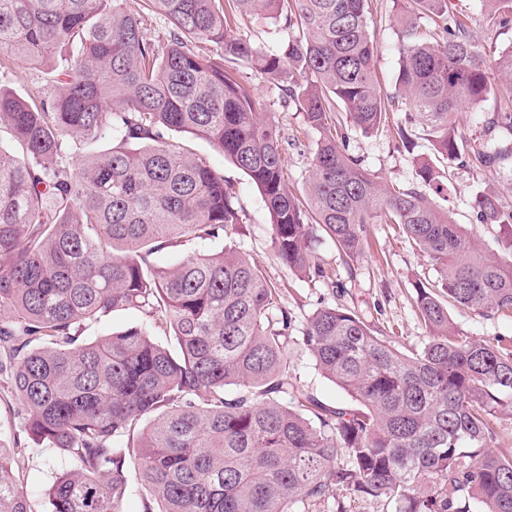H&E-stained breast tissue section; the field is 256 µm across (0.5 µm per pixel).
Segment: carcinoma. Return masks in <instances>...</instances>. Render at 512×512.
<instances>
[{
  "label": "carcinoma",
  "instance_id": "obj_1",
  "mask_svg": "<svg viewBox=\"0 0 512 512\" xmlns=\"http://www.w3.org/2000/svg\"><path fill=\"white\" fill-rule=\"evenodd\" d=\"M126 2L0 0V73L24 59L41 87L26 99L0 85L12 142L0 145V309L11 312L0 374L28 440L71 461L48 489L52 512H117L131 471L143 512H309L343 490L395 512H512V448L497 429L512 407V345L467 340L448 318L450 303L512 317V259L488 254L437 204L448 185L436 166L418 161L415 185H385L334 118L347 113L368 137L403 112L453 161L458 114L512 93V46L473 40L448 0H393L401 44L388 94L369 0H150L170 24L162 52ZM476 2L503 23L512 15V0ZM259 10L290 30L276 52L234 32ZM423 20L442 27V45L420 35ZM254 66L286 84L284 105L317 135L303 199L285 181L280 130L239 78ZM494 125L501 135L477 160L512 177V113ZM168 131L209 141L252 180L293 272L326 276L312 255L318 229L355 257L366 225H398L437 273L416 285L428 343L406 354L338 306L289 335L262 272L236 247L209 248L240 223L224 177ZM471 208L479 224H512L493 194L477 192ZM175 239L202 248L153 267ZM118 312L151 324L80 339L85 323ZM153 324L175 348L153 339ZM292 342L351 403L324 406L288 380ZM0 512H32L1 446Z\"/></svg>",
  "mask_w": 512,
  "mask_h": 512
}]
</instances>
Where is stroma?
Wrapping results in <instances>:
<instances>
[{"mask_svg": "<svg viewBox=\"0 0 512 512\" xmlns=\"http://www.w3.org/2000/svg\"><path fill=\"white\" fill-rule=\"evenodd\" d=\"M450 11L467 18L471 36L484 45L504 47L512 44V24L502 26L479 11L475 0H448ZM371 30L378 46L375 59L377 78L385 91H393L397 69L399 33L394 22L392 0H372ZM265 51H275L287 39L283 22L262 15L243 18L237 30ZM243 81L252 90L264 112L279 126L288 164L285 178L290 189L301 190L307 176L316 134L308 130L302 113L282 109L280 87L262 71L247 68ZM511 111L512 101L488 100L460 114V127L468 145L464 162H447L438 155L432 136L419 124H406L414 143L412 150L397 149L394 134L383 131L371 137L352 134L350 151L359 156L366 168L381 180L399 186L415 181V157L432 161L448 169L451 182L447 209L455 223L463 225L484 247L502 257L512 256V224L475 223L470 209L472 196L495 188L504 203L512 205V181H503L481 167L475 154L489 137L488 129L499 113ZM170 140L187 145L235 193L239 224L230 226L224 236L247 253L276 288L281 305L288 310L296 328H303L308 318L324 306H344L357 312L372 325L377 334L398 337L403 351H417L428 342V333L415 304L414 285L429 283L437 274L431 262L412 240L391 224L366 227L368 245L363 254L351 259L341 253L327 236H319L313 256L317 265L339 280V287L320 278L301 277L288 270L271 246V226L262 196L251 179L227 160L210 143L188 133L169 132ZM448 314L464 337L496 341L512 339V318L491 312H472L449 308ZM288 377L298 382L308 394L327 405L346 401V394L315 368L308 352L300 346L288 348ZM21 429V415L14 401L0 395V441L14 449L22 465L18 476L28 495L33 512H51L47 491L55 476L70 466L69 460L53 448L18 447L14 438Z\"/></svg>", "mask_w": 512, "mask_h": 512, "instance_id": "obj_1", "label": "stroma"}]
</instances>
